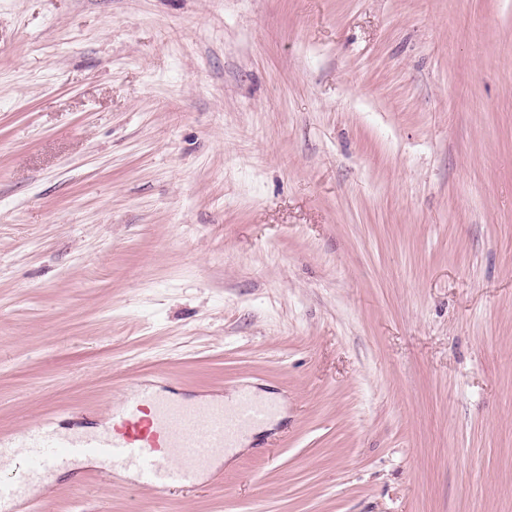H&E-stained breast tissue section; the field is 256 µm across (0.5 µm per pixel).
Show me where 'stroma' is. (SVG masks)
<instances>
[{
  "instance_id": "stroma-1",
  "label": "stroma",
  "mask_w": 512,
  "mask_h": 512,
  "mask_svg": "<svg viewBox=\"0 0 512 512\" xmlns=\"http://www.w3.org/2000/svg\"><path fill=\"white\" fill-rule=\"evenodd\" d=\"M146 384L281 418L40 512H512V0H0V435Z\"/></svg>"
}]
</instances>
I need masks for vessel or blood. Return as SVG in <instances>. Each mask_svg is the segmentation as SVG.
<instances>
[{
  "instance_id": "1",
  "label": "vessel or blood",
  "mask_w": 512,
  "mask_h": 512,
  "mask_svg": "<svg viewBox=\"0 0 512 512\" xmlns=\"http://www.w3.org/2000/svg\"><path fill=\"white\" fill-rule=\"evenodd\" d=\"M272 409L244 389L227 406L182 405L147 386L113 407L106 430L68 432L34 422L20 434L0 437V512H30L28 485L45 483L76 458L109 471L136 470L157 490L189 484Z\"/></svg>"
}]
</instances>
